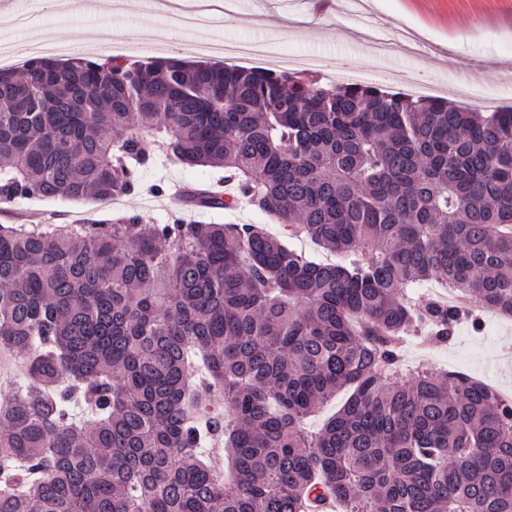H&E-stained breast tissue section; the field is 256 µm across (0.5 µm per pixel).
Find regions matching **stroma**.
I'll list each match as a JSON object with an SVG mask.
<instances>
[{"label": "stroma", "instance_id": "obj_1", "mask_svg": "<svg viewBox=\"0 0 512 512\" xmlns=\"http://www.w3.org/2000/svg\"><path fill=\"white\" fill-rule=\"evenodd\" d=\"M310 0H232L231 8L207 17L198 28L183 27L177 13L154 9L149 0H122L119 10L89 18L83 11L93 0H73L72 13L60 15L48 0L31 5L29 28L51 26L60 41H90L98 27L111 28L115 41L146 30L157 32L158 56L206 61L201 43L261 42L282 56L347 59L352 69L384 89L403 83L405 92L438 93L455 104L482 109V102L464 97L471 86L512 108V0H372L370 16L350 14L339 0L327 8H310ZM376 25L385 31L422 29L423 48L415 54L395 53L378 61L371 48L352 40L355 29ZM220 169L157 162L141 175L139 187L124 197L120 208L99 202L75 203L63 198H18L0 209V224H29L46 230L75 224L92 216L106 219L121 212L139 214L142 223L162 224L177 216L206 224H259L271 234L282 229L273 216L250 207L229 209L186 205L174 207L168 192L223 180ZM407 366H423L435 374L460 371L512 388V322L486 317L481 330L457 327L448 342L410 340L402 348Z\"/></svg>", "mask_w": 512, "mask_h": 512}]
</instances>
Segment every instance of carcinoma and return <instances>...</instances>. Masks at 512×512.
I'll return each instance as SVG.
<instances>
[{"label": "carcinoma", "mask_w": 512, "mask_h": 512, "mask_svg": "<svg viewBox=\"0 0 512 512\" xmlns=\"http://www.w3.org/2000/svg\"><path fill=\"white\" fill-rule=\"evenodd\" d=\"M161 152L221 167L254 224L0 225V512H512V402L401 344L512 315V108L229 63L0 70V201L124 196ZM452 288L471 307L408 290ZM341 390L314 434L302 421ZM224 417L200 426L204 399ZM219 441L231 479L203 460Z\"/></svg>", "instance_id": "cac0c4a2"}]
</instances>
